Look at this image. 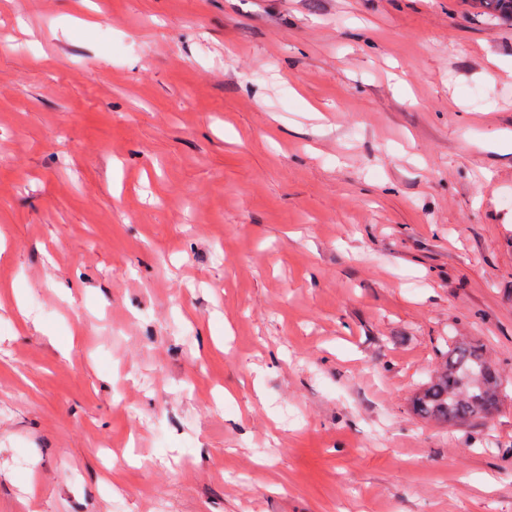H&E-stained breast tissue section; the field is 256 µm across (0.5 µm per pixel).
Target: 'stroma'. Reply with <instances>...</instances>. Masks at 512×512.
Segmentation results:
<instances>
[{
	"instance_id": "1",
	"label": "stroma",
	"mask_w": 512,
	"mask_h": 512,
	"mask_svg": "<svg viewBox=\"0 0 512 512\" xmlns=\"http://www.w3.org/2000/svg\"><path fill=\"white\" fill-rule=\"evenodd\" d=\"M0 512H512V26L0 0ZM452 342L412 399V411L440 425L486 419L497 409L501 383L481 348L466 338Z\"/></svg>"
}]
</instances>
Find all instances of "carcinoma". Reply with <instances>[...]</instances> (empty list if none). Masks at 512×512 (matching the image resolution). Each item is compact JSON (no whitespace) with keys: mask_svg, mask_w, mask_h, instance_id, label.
Instances as JSON below:
<instances>
[{"mask_svg":"<svg viewBox=\"0 0 512 512\" xmlns=\"http://www.w3.org/2000/svg\"><path fill=\"white\" fill-rule=\"evenodd\" d=\"M476 14L512 25V0H467ZM501 383L481 348L463 337H451L429 377L412 399V411L440 425H463L486 419L497 409Z\"/></svg>","mask_w":512,"mask_h":512,"instance_id":"obj_1","label":"carcinoma"}]
</instances>
